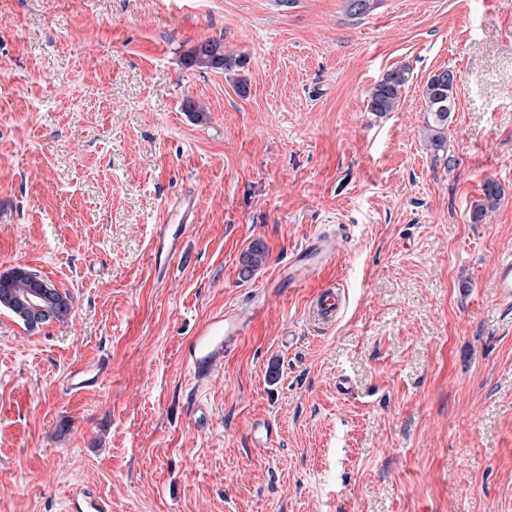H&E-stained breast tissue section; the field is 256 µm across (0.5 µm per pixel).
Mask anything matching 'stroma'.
Wrapping results in <instances>:
<instances>
[{"label": "stroma", "instance_id": "stroma-1", "mask_svg": "<svg viewBox=\"0 0 512 512\" xmlns=\"http://www.w3.org/2000/svg\"><path fill=\"white\" fill-rule=\"evenodd\" d=\"M207 39L243 67H186ZM403 62L396 109L370 111ZM443 68L436 160L418 89ZM488 180L504 194L475 224ZM187 193L196 221L155 264ZM335 228V263L196 388L194 331ZM510 251L512 0H0V273L71 298L33 332L0 310V512H66L76 484L111 512H512ZM332 285L349 301L323 326L308 307ZM98 361L104 382L69 392ZM258 420L275 448H253ZM412 77L411 66L407 63H401L387 70L370 91L368 102L370 111L380 114L393 111L401 92L409 86ZM195 213L196 199L190 195H184L166 207L164 224L154 242L153 257L156 264H161L162 258L167 260L176 253L187 224H194ZM266 247L261 241H254L239 258V275L249 279L266 261ZM494 282L501 298L512 299V254H504L494 269Z\"/></svg>", "mask_w": 512, "mask_h": 512}]
</instances>
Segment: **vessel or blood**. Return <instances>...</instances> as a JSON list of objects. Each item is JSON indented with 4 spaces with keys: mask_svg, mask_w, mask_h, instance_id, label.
<instances>
[{
    "mask_svg": "<svg viewBox=\"0 0 512 512\" xmlns=\"http://www.w3.org/2000/svg\"><path fill=\"white\" fill-rule=\"evenodd\" d=\"M196 200L185 195L165 209V220L157 235L153 257L162 260L172 257L185 233L193 223ZM341 235L316 233L293 251L276 279L264 288L252 292L244 302L225 307L222 313L206 320L193 334L182 352V360L195 384L207 386L217 370L232 354L252 325L259 320L270 303L298 287L322 267L335 262ZM494 282L504 300L512 299V254L502 255L494 269ZM346 307L343 294L333 288L321 290L313 300L312 317L328 324L336 321ZM107 372L105 364L98 363L74 369L68 375V389L78 392L98 384ZM67 512H110L107 502L91 487L77 485L68 494Z\"/></svg>",
    "mask_w": 512,
    "mask_h": 512,
    "instance_id": "obj_1",
    "label": "vessel or blood"
}]
</instances>
